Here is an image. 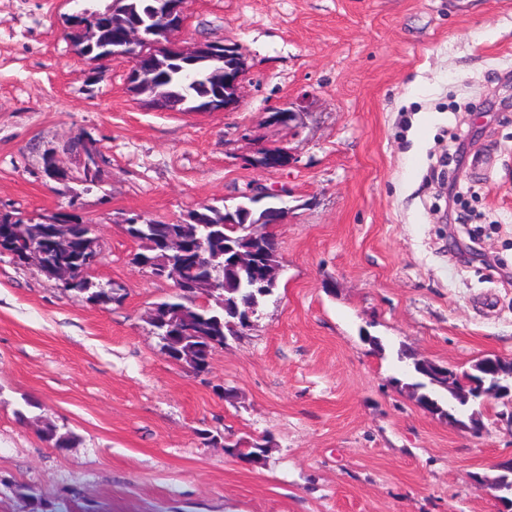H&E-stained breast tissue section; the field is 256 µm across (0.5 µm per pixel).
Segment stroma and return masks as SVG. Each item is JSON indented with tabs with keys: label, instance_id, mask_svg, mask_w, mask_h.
<instances>
[{
	"label": "stroma",
	"instance_id": "35a3bbf8",
	"mask_svg": "<svg viewBox=\"0 0 512 512\" xmlns=\"http://www.w3.org/2000/svg\"><path fill=\"white\" fill-rule=\"evenodd\" d=\"M111 2L0 0V209L96 224L91 279L124 286L101 308L0 254V512H497L502 400L473 402L480 434L451 425L397 352L512 358V109L491 108L512 97V0H185L173 41L244 61L223 112L150 109L129 63L76 53L68 17ZM79 139L105 158L88 191L42 173L48 148L77 170ZM460 140L483 170L455 165ZM253 187L287 191L279 286L198 375L162 353L147 312L174 287L122 225ZM262 436L248 466L224 448Z\"/></svg>",
	"mask_w": 512,
	"mask_h": 512
}]
</instances>
